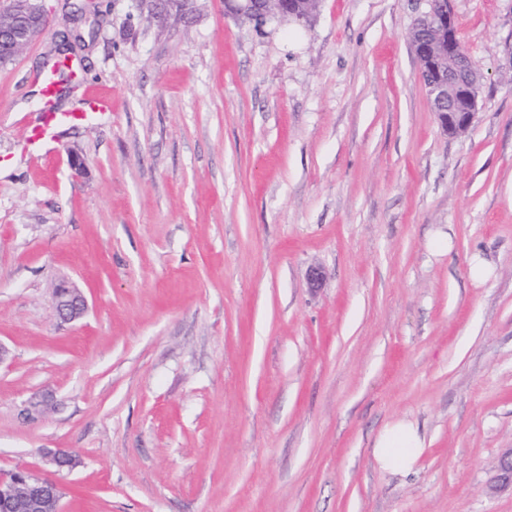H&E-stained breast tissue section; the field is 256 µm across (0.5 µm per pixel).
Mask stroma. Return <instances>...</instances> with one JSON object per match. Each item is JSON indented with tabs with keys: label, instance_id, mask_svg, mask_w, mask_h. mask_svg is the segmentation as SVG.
<instances>
[{
	"label": "stroma",
	"instance_id": "obj_1",
	"mask_svg": "<svg viewBox=\"0 0 512 512\" xmlns=\"http://www.w3.org/2000/svg\"><path fill=\"white\" fill-rule=\"evenodd\" d=\"M82 2L48 0L0 66V472L56 477L64 512H512V0L450 2L483 76L458 137L414 0L260 27L224 0ZM62 47L56 107L89 117L31 155ZM398 419L426 436L405 477L373 457ZM54 309L57 317L66 323L80 320L87 309L84 295L75 287L62 283L54 293Z\"/></svg>",
	"mask_w": 512,
	"mask_h": 512
}]
</instances>
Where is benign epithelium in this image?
Returning a JSON list of instances; mask_svg holds the SVG:
<instances>
[{
    "instance_id": "1",
    "label": "benign epithelium",
    "mask_w": 512,
    "mask_h": 512,
    "mask_svg": "<svg viewBox=\"0 0 512 512\" xmlns=\"http://www.w3.org/2000/svg\"><path fill=\"white\" fill-rule=\"evenodd\" d=\"M419 20L435 19L448 28V55L415 51L419 70L441 71L444 78L426 84L432 112L441 129L450 135H459L471 127L477 117V97L480 77L455 34L451 8L437 9L435 0H422ZM225 11L235 17L247 14L251 18L269 16L268 0H225ZM8 22L0 25V66L14 62L23 50L49 27L44 0H13L11 7L0 13ZM57 317L66 323L80 320L87 309L84 295L75 287L62 283L54 293ZM47 465L56 471L76 468L77 458L64 450L49 452ZM498 482L501 487H512V449L506 451L498 464ZM62 488L49 477H43L24 468L0 476V512H61Z\"/></svg>"
}]
</instances>
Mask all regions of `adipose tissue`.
I'll return each mask as SVG.
<instances>
[{
    "label": "adipose tissue",
    "instance_id": "obj_1",
    "mask_svg": "<svg viewBox=\"0 0 512 512\" xmlns=\"http://www.w3.org/2000/svg\"><path fill=\"white\" fill-rule=\"evenodd\" d=\"M425 446V436L406 420L386 425L378 434L374 457L381 470L403 473L410 470Z\"/></svg>",
    "mask_w": 512,
    "mask_h": 512
}]
</instances>
